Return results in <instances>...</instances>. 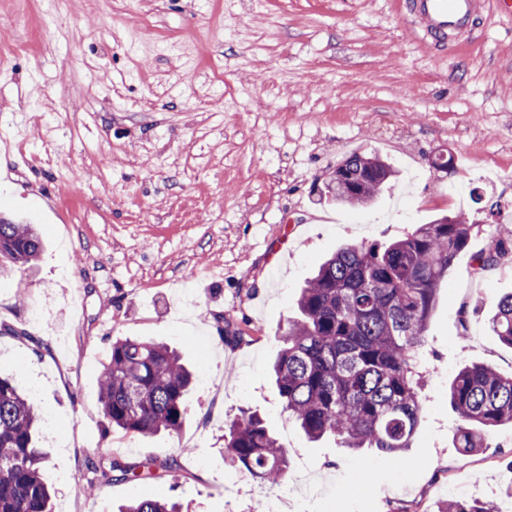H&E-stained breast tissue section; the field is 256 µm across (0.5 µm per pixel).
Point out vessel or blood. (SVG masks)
<instances>
[{"label":"vessel or blood","mask_w":512,"mask_h":512,"mask_svg":"<svg viewBox=\"0 0 512 512\" xmlns=\"http://www.w3.org/2000/svg\"><path fill=\"white\" fill-rule=\"evenodd\" d=\"M422 30L433 43L445 41L449 33L463 31L473 24L478 0H409Z\"/></svg>","instance_id":"obj_1"}]
</instances>
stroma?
Masks as SVG:
<instances>
[{"mask_svg":"<svg viewBox=\"0 0 512 512\" xmlns=\"http://www.w3.org/2000/svg\"><path fill=\"white\" fill-rule=\"evenodd\" d=\"M424 40L406 0H0V216L38 225L45 249L0 275V373L20 378L50 452L53 512H118L138 499L181 512H436L512 497V425L456 448L450 384L467 365L512 375L488 325L512 263L473 273L512 239V18L481 0L468 41ZM452 152V170L433 168ZM398 172L367 207L320 200L355 153ZM501 210L489 215L492 202ZM474 227L438 285L424 413L399 464L310 441L269 365L313 271L344 243L385 241L441 215ZM245 338L220 340L216 316ZM177 348L194 387L176 436L108 426L98 379L113 340ZM262 415L288 474L261 486L224 459L239 409ZM177 457L155 477L71 478L97 453Z\"/></svg>","mask_w":512,"mask_h":512,"instance_id":"1","label":"stroma"}]
</instances>
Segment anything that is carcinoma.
Segmentation results:
<instances>
[{
	"label": "carcinoma",
	"instance_id": "obj_1",
	"mask_svg": "<svg viewBox=\"0 0 512 512\" xmlns=\"http://www.w3.org/2000/svg\"><path fill=\"white\" fill-rule=\"evenodd\" d=\"M394 170L378 154H354L325 182L322 197L340 205L369 204L390 188ZM472 224L455 215L421 224L388 242L345 245L328 258L297 300L272 366L283 408L313 441L333 437L344 448H372L398 459L410 447L424 403L419 353L439 282L468 245ZM43 249L32 224L0 218V274L32 266ZM512 263V243L499 239L474 257L475 268ZM491 332L512 347V293L501 296ZM191 373L165 344L119 338L99 377L98 399L112 429L126 435H174L187 414ZM458 414L456 447H489L488 429L512 423V377L487 364L463 367L450 385ZM40 417L15 378L0 375V512H51L39 447ZM224 457L253 479L277 485L288 452L255 413L233 416L224 431ZM173 456L128 462L97 454L87 469L124 479L170 472ZM122 512H178L157 499L136 500ZM441 512H494L488 502L457 500Z\"/></svg>",
	"mask_w": 512,
	"mask_h": 512
}]
</instances>
